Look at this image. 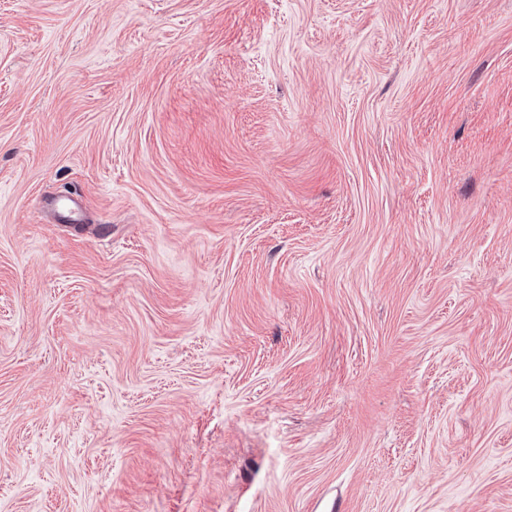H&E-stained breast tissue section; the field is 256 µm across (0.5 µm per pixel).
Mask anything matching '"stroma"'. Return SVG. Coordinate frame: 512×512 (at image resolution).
Here are the masks:
<instances>
[{
	"mask_svg": "<svg viewBox=\"0 0 512 512\" xmlns=\"http://www.w3.org/2000/svg\"><path fill=\"white\" fill-rule=\"evenodd\" d=\"M0 512H512V0H0Z\"/></svg>",
	"mask_w": 512,
	"mask_h": 512,
	"instance_id": "obj_1",
	"label": "stroma"
}]
</instances>
